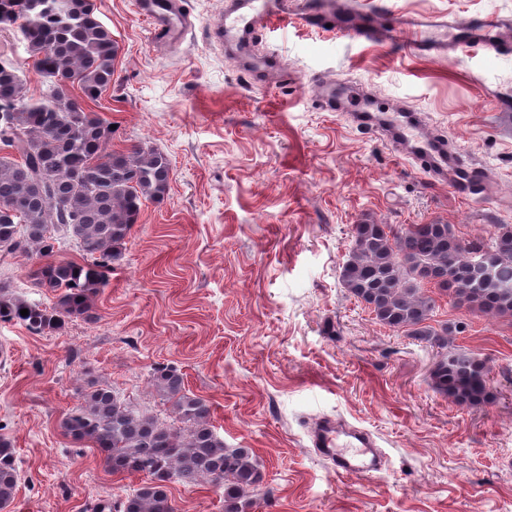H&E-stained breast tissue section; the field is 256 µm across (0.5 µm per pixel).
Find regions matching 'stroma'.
Wrapping results in <instances>:
<instances>
[{
    "label": "stroma",
    "instance_id": "obj_1",
    "mask_svg": "<svg viewBox=\"0 0 512 512\" xmlns=\"http://www.w3.org/2000/svg\"><path fill=\"white\" fill-rule=\"evenodd\" d=\"M193 30L163 50L134 0H93L119 51L115 79L87 111L112 122V148L141 144L171 161L162 201L146 202L123 259L97 298L98 318L56 336L0 322V435L16 451L6 512H92L142 475L107 471L59 423L89 380L168 416L151 379L180 372L209 399L218 436L252 449L264 482L256 512H512V322L436 298L459 323L449 350L485 360L495 399L462 407L437 392L440 350L379 324L341 285L352 228L451 224L462 241L512 225V59L474 48L455 61L416 58L296 22L260 34L274 56L262 84L239 45L217 47L209 22L224 0H183ZM410 14L512 17V0H392ZM336 82L321 111L311 79ZM408 106L482 163L495 188L470 200L436 185L349 114ZM31 258L0 254V281L48 305L25 275ZM329 418L372 435L380 471L342 475L314 448ZM178 512H223L224 489L172 482Z\"/></svg>",
    "mask_w": 512,
    "mask_h": 512
}]
</instances>
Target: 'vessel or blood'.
<instances>
[{
    "label": "vessel or blood",
    "mask_w": 512,
    "mask_h": 512,
    "mask_svg": "<svg viewBox=\"0 0 512 512\" xmlns=\"http://www.w3.org/2000/svg\"><path fill=\"white\" fill-rule=\"evenodd\" d=\"M135 5L147 21L154 43L180 45L193 27L183 0H135ZM288 20L355 41L397 45L423 58L453 60L469 48H482L498 57L512 56L511 18L481 13L458 23L442 16L402 13L386 0H374L366 7L356 5L355 0H225L223 14L216 16L208 29L218 44L240 38L251 43L270 24ZM357 118L399 156L414 161L430 180L447 183L458 196L471 197L492 189L487 169L430 132L422 114L361 111ZM313 445L342 473L372 472L378 466L371 436L332 420L315 425Z\"/></svg>",
    "instance_id": "b4317fda"
}]
</instances>
